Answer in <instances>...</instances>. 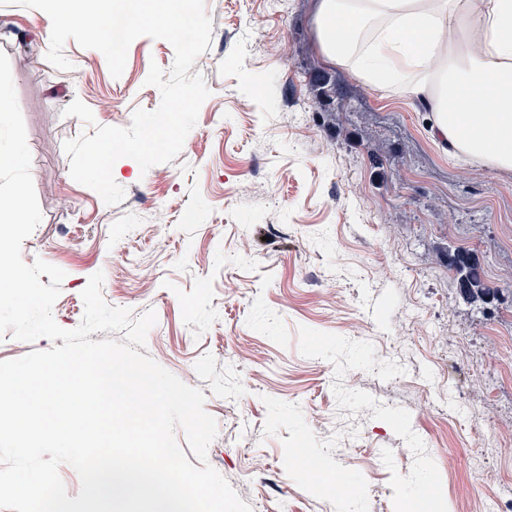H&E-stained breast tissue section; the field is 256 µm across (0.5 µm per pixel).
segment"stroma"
I'll return each instance as SVG.
<instances>
[{"label": "stroma", "mask_w": 512, "mask_h": 512, "mask_svg": "<svg viewBox=\"0 0 512 512\" xmlns=\"http://www.w3.org/2000/svg\"><path fill=\"white\" fill-rule=\"evenodd\" d=\"M318 3L205 0L197 123L171 162L119 159L109 206L63 143L157 109L172 46L135 39L116 78L70 40L62 70L49 16L0 0L42 213L22 258L64 271L63 328L99 271L109 305L155 311L141 353L204 393L207 462L251 512H411L427 480L429 512H512V171L449 159L432 112L326 57ZM454 249L500 300L461 297Z\"/></svg>", "instance_id": "stroma-1"}]
</instances>
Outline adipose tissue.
<instances>
[{
	"instance_id": "adipose-tissue-1",
	"label": "adipose tissue",
	"mask_w": 512,
	"mask_h": 512,
	"mask_svg": "<svg viewBox=\"0 0 512 512\" xmlns=\"http://www.w3.org/2000/svg\"><path fill=\"white\" fill-rule=\"evenodd\" d=\"M318 33L328 58L433 112L450 152L512 171V0H321Z\"/></svg>"
}]
</instances>
